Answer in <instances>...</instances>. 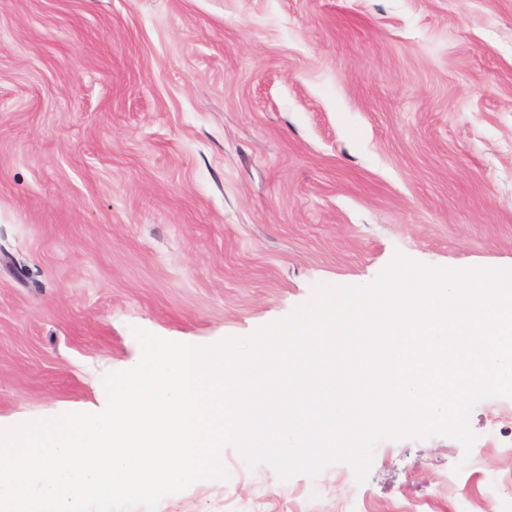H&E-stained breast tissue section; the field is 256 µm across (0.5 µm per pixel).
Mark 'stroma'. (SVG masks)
I'll list each match as a JSON object with an SVG mask.
<instances>
[{"mask_svg": "<svg viewBox=\"0 0 512 512\" xmlns=\"http://www.w3.org/2000/svg\"><path fill=\"white\" fill-rule=\"evenodd\" d=\"M398 253L512 262V0H0L1 425L103 409L134 328L246 338ZM469 426L362 484L229 445L157 512H512V398Z\"/></svg>", "mask_w": 512, "mask_h": 512, "instance_id": "stroma-1", "label": "stroma"}]
</instances>
